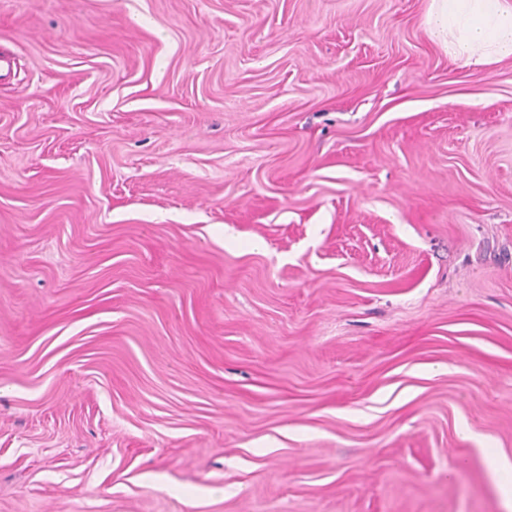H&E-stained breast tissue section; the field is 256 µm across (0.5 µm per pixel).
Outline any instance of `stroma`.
Returning <instances> with one entry per match:
<instances>
[{
  "label": "stroma",
  "instance_id": "1",
  "mask_svg": "<svg viewBox=\"0 0 512 512\" xmlns=\"http://www.w3.org/2000/svg\"><path fill=\"white\" fill-rule=\"evenodd\" d=\"M428 0H0V512H512V60ZM423 23L436 46L462 67L512 58L511 0H429Z\"/></svg>",
  "mask_w": 512,
  "mask_h": 512
}]
</instances>
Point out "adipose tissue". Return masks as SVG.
<instances>
[{
  "instance_id": "obj_1",
  "label": "adipose tissue",
  "mask_w": 512,
  "mask_h": 512,
  "mask_svg": "<svg viewBox=\"0 0 512 512\" xmlns=\"http://www.w3.org/2000/svg\"><path fill=\"white\" fill-rule=\"evenodd\" d=\"M423 23L436 46L462 66L512 58V0H429Z\"/></svg>"
}]
</instances>
